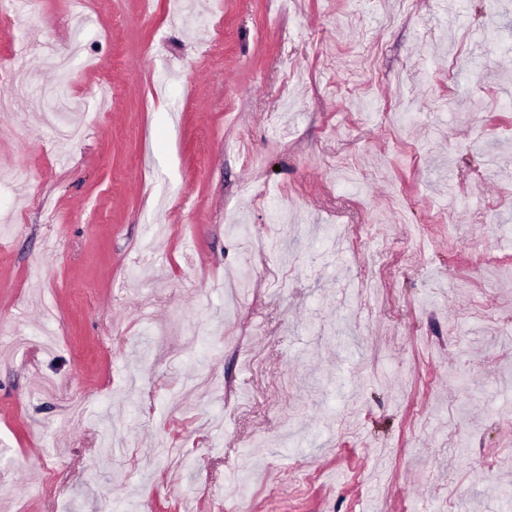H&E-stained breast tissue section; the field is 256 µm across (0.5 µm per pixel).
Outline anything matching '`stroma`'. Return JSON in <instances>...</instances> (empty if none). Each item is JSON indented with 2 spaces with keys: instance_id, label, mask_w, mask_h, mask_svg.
I'll return each mask as SVG.
<instances>
[{
  "instance_id": "35a3bbf8",
  "label": "stroma",
  "mask_w": 512,
  "mask_h": 512,
  "mask_svg": "<svg viewBox=\"0 0 512 512\" xmlns=\"http://www.w3.org/2000/svg\"><path fill=\"white\" fill-rule=\"evenodd\" d=\"M13 55L0 512H512V0H31Z\"/></svg>"
}]
</instances>
